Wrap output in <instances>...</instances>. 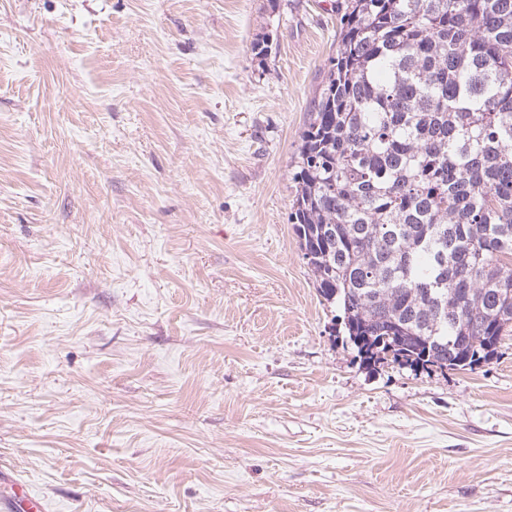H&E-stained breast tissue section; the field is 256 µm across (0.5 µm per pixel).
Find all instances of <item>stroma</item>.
<instances>
[{"label": "stroma", "instance_id": "1", "mask_svg": "<svg viewBox=\"0 0 512 512\" xmlns=\"http://www.w3.org/2000/svg\"><path fill=\"white\" fill-rule=\"evenodd\" d=\"M337 28L336 0H0V471L47 512H512V336L366 368L299 247Z\"/></svg>", "mask_w": 512, "mask_h": 512}]
</instances>
